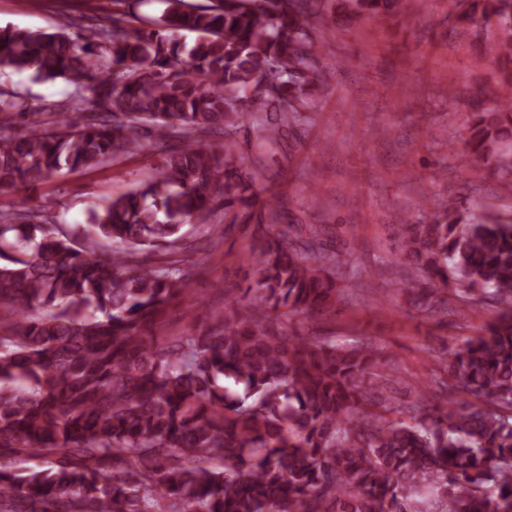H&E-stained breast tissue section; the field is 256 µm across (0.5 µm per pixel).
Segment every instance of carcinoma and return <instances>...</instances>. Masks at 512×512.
Listing matches in <instances>:
<instances>
[{
    "label": "carcinoma",
    "instance_id": "1",
    "mask_svg": "<svg viewBox=\"0 0 512 512\" xmlns=\"http://www.w3.org/2000/svg\"><path fill=\"white\" fill-rule=\"evenodd\" d=\"M390 17L403 0H342ZM157 18L112 16L48 31L0 27V67L72 85L80 123L0 88V192L62 167L91 170L162 145L148 182L88 208L78 230L31 210L0 212V512H512V216L434 207L402 220L417 279L411 304L448 312L493 302L498 316L441 357L394 419L369 346L303 332L342 296L312 233L293 244L254 225L241 256L253 280L224 293L181 336L154 333L194 281L168 255L189 224L224 207L250 224L265 187L234 133L270 144L316 108L324 0H164ZM512 89V0H479L466 29ZM195 35L192 45L182 33ZM17 115L32 119L17 135ZM215 132L213 150L200 136ZM464 152L512 195V100L470 115ZM112 246L107 258L96 248ZM155 253L153 263L139 260ZM43 458L42 470L24 466Z\"/></svg>",
    "mask_w": 512,
    "mask_h": 512
}]
</instances>
